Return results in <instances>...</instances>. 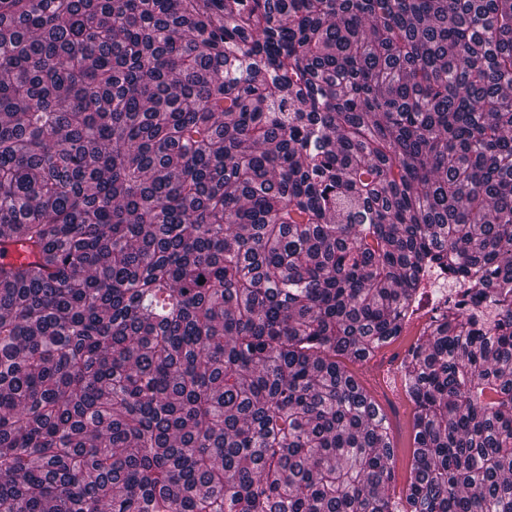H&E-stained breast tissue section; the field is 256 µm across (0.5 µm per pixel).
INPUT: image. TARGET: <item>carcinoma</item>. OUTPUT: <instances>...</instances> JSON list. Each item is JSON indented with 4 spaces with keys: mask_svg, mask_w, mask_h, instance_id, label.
Segmentation results:
<instances>
[{
    "mask_svg": "<svg viewBox=\"0 0 512 512\" xmlns=\"http://www.w3.org/2000/svg\"><path fill=\"white\" fill-rule=\"evenodd\" d=\"M3 240L0 512H512V0H0ZM423 326L410 323L392 342L378 349L372 360L348 363L355 380L386 415L395 446L393 481L390 493L395 499L405 496L413 463L411 419L414 405L409 400L401 376L400 364L420 337Z\"/></svg>",
    "mask_w": 512,
    "mask_h": 512,
    "instance_id": "cac0c4a2",
    "label": "carcinoma"
}]
</instances>
